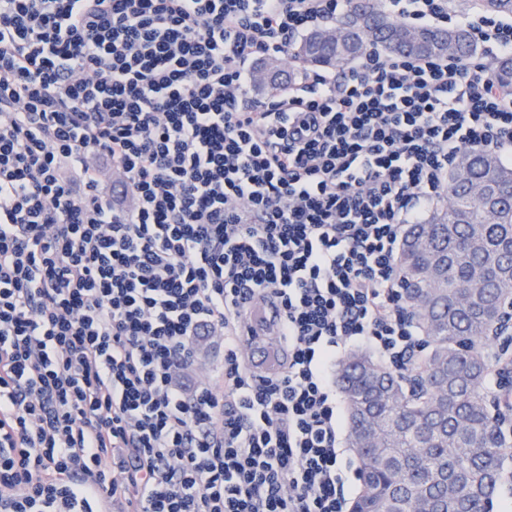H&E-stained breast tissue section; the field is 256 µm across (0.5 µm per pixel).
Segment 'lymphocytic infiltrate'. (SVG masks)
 Listing matches in <instances>:
<instances>
[{
	"label": "lymphocytic infiltrate",
	"mask_w": 512,
	"mask_h": 512,
	"mask_svg": "<svg viewBox=\"0 0 512 512\" xmlns=\"http://www.w3.org/2000/svg\"><path fill=\"white\" fill-rule=\"evenodd\" d=\"M391 5L481 57L372 46L260 100L252 62L347 0H0V512H348L338 352L416 369L403 230L462 150L512 163V20ZM274 317L266 305H255L245 323L243 333L248 339L251 360L262 372H273L281 367L279 356L261 336L272 335ZM220 358L209 342L201 345L197 352L195 364L193 366L197 375L202 376L209 373L219 366Z\"/></svg>",
	"instance_id": "1"
}]
</instances>
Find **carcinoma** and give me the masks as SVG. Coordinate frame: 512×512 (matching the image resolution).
I'll return each mask as SVG.
<instances>
[{"mask_svg": "<svg viewBox=\"0 0 512 512\" xmlns=\"http://www.w3.org/2000/svg\"><path fill=\"white\" fill-rule=\"evenodd\" d=\"M478 9L512 14V0H477ZM319 27L293 49L309 67L335 68L369 46L413 57H473L462 28L407 25L379 0H349L344 16ZM284 70L274 60L255 83L277 88ZM491 76L512 91V57ZM512 167L488 152L464 150L448 175L447 203L424 224H409L399 258L405 298L426 349L417 369L398 374L353 352L337 368L349 419L348 445L360 462L361 488L349 512H491L504 464L512 458V418L500 419L484 384L488 345L509 337L512 285L498 270L512 264ZM445 274L428 278L438 257Z\"/></svg>", "mask_w": 512, "mask_h": 512, "instance_id": "carcinoma-1", "label": "carcinoma"}]
</instances>
